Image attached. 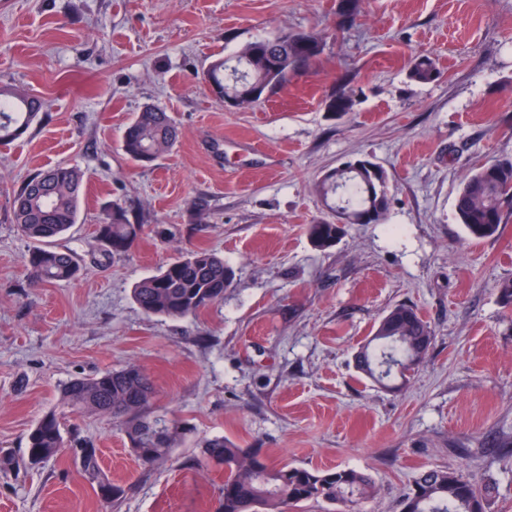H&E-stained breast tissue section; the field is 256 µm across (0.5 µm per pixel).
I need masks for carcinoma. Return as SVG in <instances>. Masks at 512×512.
I'll use <instances>...</instances> for the list:
<instances>
[{"instance_id": "cac0c4a2", "label": "carcinoma", "mask_w": 512, "mask_h": 512, "mask_svg": "<svg viewBox=\"0 0 512 512\" xmlns=\"http://www.w3.org/2000/svg\"><path fill=\"white\" fill-rule=\"evenodd\" d=\"M339 14L353 22L360 14V0H339ZM325 42L308 31L286 32L250 41L227 58L212 61L205 79L221 99L239 98L259 89L254 106L275 93L292 75L305 72L320 60ZM440 74L429 56L415 58L409 78L430 83ZM354 100L342 93L325 99V110L334 117L351 111ZM41 100L25 89L0 86V141L21 136L36 121ZM180 131L170 115L157 106H146L126 126L123 149L134 162L148 165L170 151ZM83 172L74 165H58L30 175L15 191L13 223L18 232L35 243L26 260L27 280L33 286L68 282L78 278L81 266L69 251L44 248L41 243L65 234L77 221ZM342 185L345 198L336 206V217L309 225L318 248L336 244L343 224H383L387 219L388 175L378 168L359 170L352 165L333 168L318 179L317 193L325 200ZM512 206V162H490L467 175L455 198V212L473 240L496 236L508 223ZM145 225L134 224L126 210L112 205L107 218L97 225V239L106 254L124 255L143 234ZM235 273L224 257L198 248L166 264L156 274L139 281L133 299L149 316L181 319L218 304L233 286ZM501 307L512 311V279L497 286ZM434 329L411 305L397 304L380 318L371 339L355 355L359 372L387 386L391 379L423 363L434 342ZM155 387L148 373L137 366L77 378L62 390V409L46 414L28 434L27 464L37 467L57 456L68 444L75 445L83 474L97 483L109 503L119 501L125 489L112 483L100 465L99 451L79 437L73 428L69 438L61 432V420L75 411L111 415L122 421L134 454L148 466L166 461L180 435L176 421L150 416ZM202 457L224 466L221 512H290L306 502L339 505L353 512L359 503L374 497L371 476L352 468L313 469L277 467L261 448L243 447L223 437L206 440ZM489 487H479L460 469L430 468L416 478L401 501V512H487Z\"/></svg>"}]
</instances>
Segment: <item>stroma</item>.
Wrapping results in <instances>:
<instances>
[{"label": "stroma", "mask_w": 512, "mask_h": 512, "mask_svg": "<svg viewBox=\"0 0 512 512\" xmlns=\"http://www.w3.org/2000/svg\"><path fill=\"white\" fill-rule=\"evenodd\" d=\"M287 30L323 33L317 67L256 106L219 102L210 63ZM422 55L441 71L426 84L408 77ZM0 85L43 102L22 138L0 142V512H219L223 467L193 464L219 436L277 464L368 472L379 493L360 512H400L430 467L465 469L490 487L489 512H512V314L496 292L512 279V222L474 240L454 208L466 173L512 161V0H363L347 25L338 0H0ZM342 85L354 106L336 118L322 101ZM147 105L181 135L141 166L122 138ZM363 158L389 175L386 223L315 247L308 225L331 216L315 182ZM63 163L84 190L52 245L82 270L31 286L13 193ZM116 203L180 233L107 258L95 226ZM200 247L235 271L223 302L180 320L143 314L134 285ZM401 303L435 339L390 390L354 356ZM130 364L154 380V414L180 423L168 462L142 465L116 418L74 414L125 489L119 506L71 450L24 467L65 384Z\"/></svg>", "instance_id": "1"}]
</instances>
